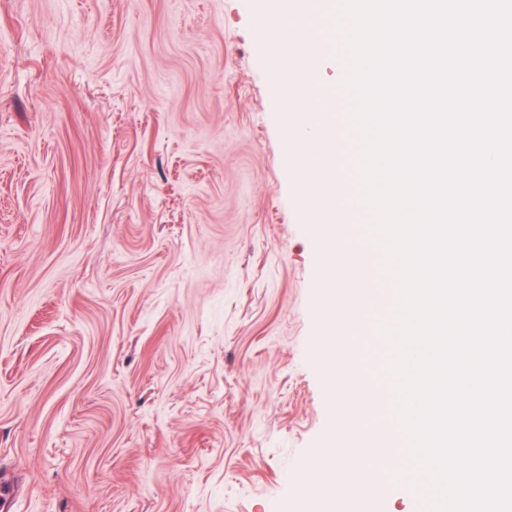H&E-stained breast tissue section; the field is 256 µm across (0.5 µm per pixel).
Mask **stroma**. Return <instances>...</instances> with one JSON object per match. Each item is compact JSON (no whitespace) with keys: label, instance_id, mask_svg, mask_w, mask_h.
Listing matches in <instances>:
<instances>
[{"label":"stroma","instance_id":"obj_1","mask_svg":"<svg viewBox=\"0 0 512 512\" xmlns=\"http://www.w3.org/2000/svg\"><path fill=\"white\" fill-rule=\"evenodd\" d=\"M285 65L247 0H0V512H318ZM377 327L336 329L349 402Z\"/></svg>","mask_w":512,"mask_h":512}]
</instances>
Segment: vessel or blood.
<instances>
[{"instance_id": "1", "label": "vessel or blood", "mask_w": 512, "mask_h": 512, "mask_svg": "<svg viewBox=\"0 0 512 512\" xmlns=\"http://www.w3.org/2000/svg\"><path fill=\"white\" fill-rule=\"evenodd\" d=\"M352 105L350 93L344 87H337L329 107L336 115V140L338 146L333 162L336 175L343 183L345 193L357 197L358 204L350 213V220L358 228L365 258L366 275L360 288L364 296L361 319L379 316L388 326L398 321V300L394 284L384 273L385 255L382 238L371 225V213L361 204L363 184L359 172L362 148V133L349 117ZM397 380L393 374H382L378 386L379 402L385 412L383 432L389 448L391 464L404 479L406 486L418 488V464L410 457L408 438L399 421L398 410L401 399L396 390Z\"/></svg>"}]
</instances>
